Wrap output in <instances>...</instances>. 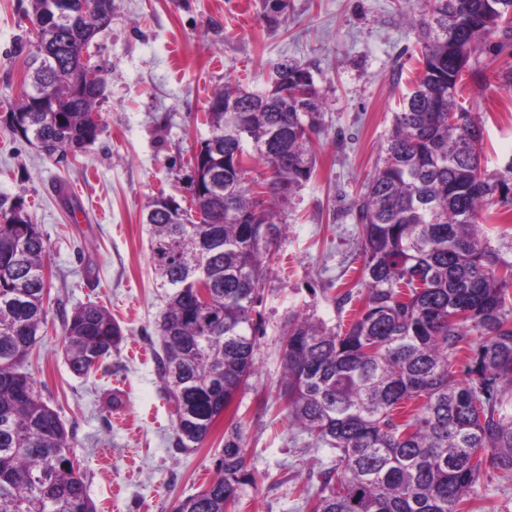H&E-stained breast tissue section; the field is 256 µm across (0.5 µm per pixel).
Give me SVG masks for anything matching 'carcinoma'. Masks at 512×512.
<instances>
[{"mask_svg": "<svg viewBox=\"0 0 512 512\" xmlns=\"http://www.w3.org/2000/svg\"><path fill=\"white\" fill-rule=\"evenodd\" d=\"M53 0H29L32 46L17 104L0 123L17 138L45 144L49 157L82 152L102 127L101 95L77 88L83 51L102 28L93 0H66L48 24ZM419 32L420 76L393 113L385 155L354 203L368 297L347 330L309 318L288 321L280 385L291 425L336 452L320 488L301 494L307 512H460L488 465L512 472V262L491 247L480 213L512 205V163L482 168L484 128L457 103L472 56L496 33L512 38V0H405ZM302 68L277 66L288 85L253 92L230 84L213 93L197 200L202 220L184 222L151 201L152 266L167 304L158 323V375L173 403L175 447L209 438L254 371L252 312L265 259L287 225L282 203L315 171L314 83ZM283 138L285 155H272ZM259 160L270 176L248 179ZM267 188L256 199L253 185ZM25 201L0 200V512H95L72 436L22 365L47 324L48 248L23 216ZM205 273L199 302L195 277ZM477 339L468 342V336ZM124 339L103 307L88 303L64 320L66 360L85 375ZM469 346L460 380L457 354ZM412 411L402 413L404 403ZM219 476L174 512H237L253 482L237 427L224 436Z\"/></svg>", "mask_w": 512, "mask_h": 512, "instance_id": "cac0c4a2", "label": "carcinoma"}]
</instances>
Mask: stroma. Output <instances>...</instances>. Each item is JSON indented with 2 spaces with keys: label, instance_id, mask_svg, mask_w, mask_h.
Here are the masks:
<instances>
[{
  "label": "stroma",
  "instance_id": "obj_1",
  "mask_svg": "<svg viewBox=\"0 0 512 512\" xmlns=\"http://www.w3.org/2000/svg\"><path fill=\"white\" fill-rule=\"evenodd\" d=\"M28 0H0V112L17 102ZM399 0H112L87 52L105 79L102 132L86 154L47 157L0 125V199L23 196L53 270L47 325L24 364L72 435L96 512H173L217 476L223 430L197 449L174 446L172 405L154 352L165 309L145 222L160 192H186V162L208 137L203 114L231 83L268 87L277 64L307 69L324 102L315 174L280 204L288 231L273 248L253 317L255 370L231 406L254 481L238 512H304L332 450L291 426L279 397L283 333L292 316L348 327L367 295L354 201L385 153L393 114L418 76L417 37ZM458 101L484 127L482 165L512 163V40L471 60ZM105 306L125 333L93 373L75 375L63 322ZM122 405L108 406L112 393ZM463 512H512V472L487 469Z\"/></svg>",
  "mask_w": 512,
  "mask_h": 512
}]
</instances>
